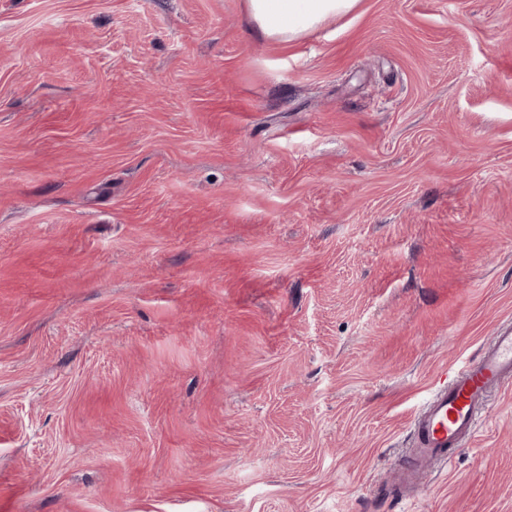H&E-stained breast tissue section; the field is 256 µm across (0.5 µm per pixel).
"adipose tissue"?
<instances>
[{
    "mask_svg": "<svg viewBox=\"0 0 512 512\" xmlns=\"http://www.w3.org/2000/svg\"><path fill=\"white\" fill-rule=\"evenodd\" d=\"M358 0H247L248 15L267 39L286 43L349 13Z\"/></svg>",
    "mask_w": 512,
    "mask_h": 512,
    "instance_id": "1",
    "label": "adipose tissue"
}]
</instances>
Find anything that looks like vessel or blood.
<instances>
[{
	"mask_svg": "<svg viewBox=\"0 0 512 512\" xmlns=\"http://www.w3.org/2000/svg\"><path fill=\"white\" fill-rule=\"evenodd\" d=\"M512 382V326L497 328L490 343L455 370L412 419L413 437L401 469L403 484L444 469L454 451L476 433L491 397Z\"/></svg>",
	"mask_w": 512,
	"mask_h": 512,
	"instance_id": "obj_1",
	"label": "vessel or blood"
}]
</instances>
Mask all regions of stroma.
I'll return each instance as SVG.
<instances>
[{
  "label": "stroma",
  "instance_id": "35a3bbf8",
  "mask_svg": "<svg viewBox=\"0 0 512 512\" xmlns=\"http://www.w3.org/2000/svg\"><path fill=\"white\" fill-rule=\"evenodd\" d=\"M512 0H0V512H512ZM358 0H247L248 15L267 39L288 43L329 19L349 13ZM512 381V326L498 327L491 342L455 370L412 419L413 437L401 481L412 485L454 460V450L476 433L491 397Z\"/></svg>",
  "mask_w": 512,
  "mask_h": 512
}]
</instances>
